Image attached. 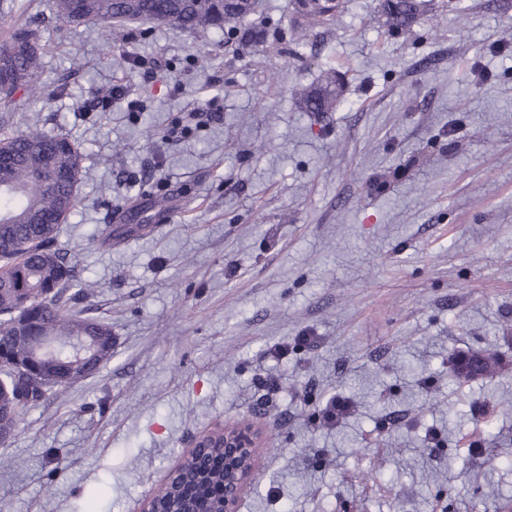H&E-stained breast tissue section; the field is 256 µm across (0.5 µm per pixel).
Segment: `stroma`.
Returning <instances> with one entry per match:
<instances>
[{
  "mask_svg": "<svg viewBox=\"0 0 512 512\" xmlns=\"http://www.w3.org/2000/svg\"><path fill=\"white\" fill-rule=\"evenodd\" d=\"M53 2L0 11V40L38 18L44 88L0 103V129L82 149L59 239L112 358L24 411L0 512H139L195 437L244 418L267 443L240 512L512 505V0H464L465 22L432 0L441 27L402 34L346 0L310 37L344 85L325 113L299 107L323 60L292 51L291 0H256L219 46L148 23L113 47ZM123 211L137 230L102 246ZM486 349L500 376L451 386L452 355Z\"/></svg>",
  "mask_w": 512,
  "mask_h": 512,
  "instance_id": "stroma-1",
  "label": "stroma"
}]
</instances>
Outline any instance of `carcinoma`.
Here are the masks:
<instances>
[{
	"instance_id": "obj_1",
	"label": "carcinoma",
	"mask_w": 512,
	"mask_h": 512,
	"mask_svg": "<svg viewBox=\"0 0 512 512\" xmlns=\"http://www.w3.org/2000/svg\"><path fill=\"white\" fill-rule=\"evenodd\" d=\"M431 0H382V21L391 33L404 32L429 18ZM56 13L64 20L102 24L106 41L117 42L132 24L146 23L158 15L181 31L211 35L246 18L253 0H55ZM342 0H295V10L305 21L292 35L298 46L308 43L309 33L334 21ZM39 33L30 25L16 28L0 42V55L10 58L9 87L0 98L10 100L18 91L40 94L41 61L37 52ZM342 83L336 69L322 73L320 86L299 92L306 112H332L340 103ZM0 153L14 156L8 169H0V349L19 359L29 353L26 337L47 336L56 344V360L68 369L70 386L100 369L90 358L78 357L77 343L101 330L112 336L110 324L89 315L82 307L89 284L77 282L74 266L60 245V225L77 206L76 187L83 153L67 137L26 127L0 135ZM50 170L58 176L55 188H46L37 174ZM502 369L493 350L459 354L448 370V380L462 386L475 380H492ZM0 447L7 448L20 423L21 412L49 397L54 386L43 385L33 373H19L8 360L0 361ZM222 449L214 448L208 464L187 466V474L176 490L166 486L162 496L177 493L195 498L208 510L219 500L224 467Z\"/></svg>"
}]
</instances>
